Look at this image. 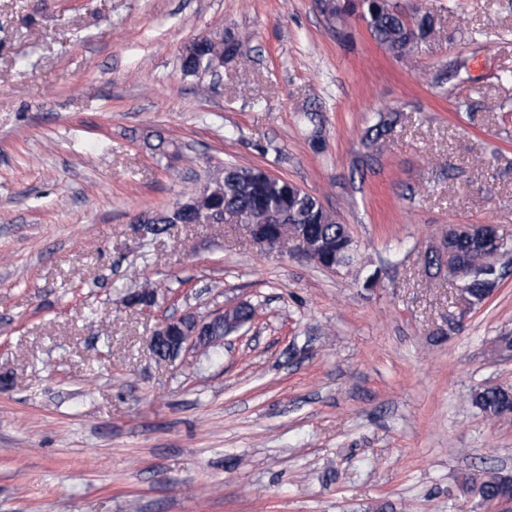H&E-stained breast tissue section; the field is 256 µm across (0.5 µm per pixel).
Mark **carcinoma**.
<instances>
[{
	"label": "carcinoma",
	"instance_id": "1",
	"mask_svg": "<svg viewBox=\"0 0 512 512\" xmlns=\"http://www.w3.org/2000/svg\"><path fill=\"white\" fill-rule=\"evenodd\" d=\"M357 8L374 40L401 62H411L412 56L429 43L436 28V18L428 13L419 10L407 18L391 8L388 0H358ZM249 44L246 35L209 38L181 55V70L188 76L199 77L209 72L213 60L238 56ZM397 121L396 112H378L365 140L374 144L385 138ZM180 205V209L161 212L146 233L158 237L170 225L187 221L216 224L220 214L237 224H261L269 216L278 215L282 226L273 225L271 229L280 247L304 237L317 240L323 245L317 264L324 269L337 270L357 260L358 251L347 225L326 209L317 196L270 175L263 167L226 163L206 184L187 189ZM511 253L512 235H503L498 243L487 246L466 235L450 239L444 234L426 257V268L434 276L446 272L476 305L497 287L502 276L499 261ZM156 299L157 288L149 281L123 295L125 305L136 308ZM470 402L484 417L497 419L512 405V388L479 386L470 393Z\"/></svg>",
	"mask_w": 512,
	"mask_h": 512
}]
</instances>
